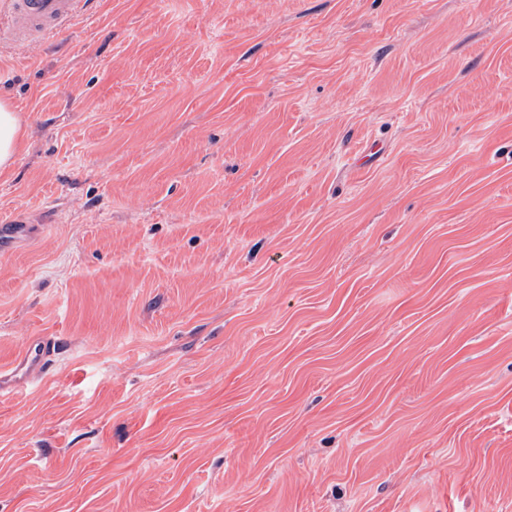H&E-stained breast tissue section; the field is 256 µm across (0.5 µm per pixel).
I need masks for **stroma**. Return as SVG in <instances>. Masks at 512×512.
<instances>
[{"label": "stroma", "instance_id": "1", "mask_svg": "<svg viewBox=\"0 0 512 512\" xmlns=\"http://www.w3.org/2000/svg\"><path fill=\"white\" fill-rule=\"evenodd\" d=\"M0 99V512H512V0H91ZM22 124L10 104L0 102V175L11 170L22 138ZM52 349L53 343L47 337L30 340L19 360L7 370L0 369V396L10 392L18 383L40 377L46 368Z\"/></svg>", "mask_w": 512, "mask_h": 512}]
</instances>
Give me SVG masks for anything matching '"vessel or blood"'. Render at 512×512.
<instances>
[{"instance_id":"vessel-or-blood-1","label":"vessel or blood","mask_w":512,"mask_h":512,"mask_svg":"<svg viewBox=\"0 0 512 512\" xmlns=\"http://www.w3.org/2000/svg\"><path fill=\"white\" fill-rule=\"evenodd\" d=\"M86 3L87 0H5L0 8V44L37 50L44 38L70 25ZM52 349L49 338L30 340L19 360L8 369H0V394L40 377Z\"/></svg>"}]
</instances>
